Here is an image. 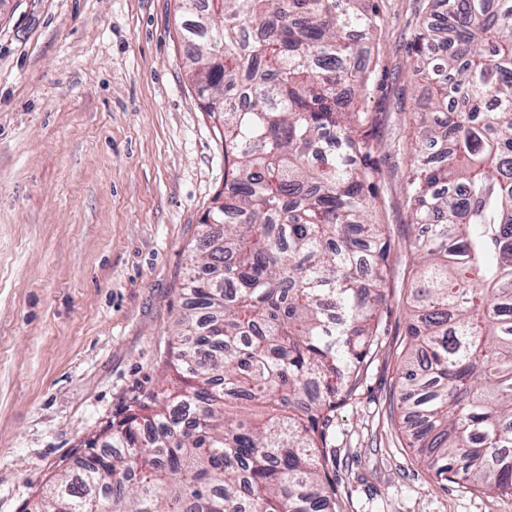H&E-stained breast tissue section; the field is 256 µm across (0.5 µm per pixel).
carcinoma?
<instances>
[{
	"instance_id": "obj_1",
	"label": "carcinoma",
	"mask_w": 512,
	"mask_h": 512,
	"mask_svg": "<svg viewBox=\"0 0 512 512\" xmlns=\"http://www.w3.org/2000/svg\"><path fill=\"white\" fill-rule=\"evenodd\" d=\"M224 189L181 295L174 386L81 442L35 512H336L329 430L378 345L389 241L354 103L372 0H179ZM410 446L512 496V0H431L412 44Z\"/></svg>"
}]
</instances>
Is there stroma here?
<instances>
[{"label":"stroma","mask_w":512,"mask_h":512,"mask_svg":"<svg viewBox=\"0 0 512 512\" xmlns=\"http://www.w3.org/2000/svg\"><path fill=\"white\" fill-rule=\"evenodd\" d=\"M366 112L391 252L378 346L336 410L339 512H512L444 483L401 433L412 42L426 0H374ZM177 0H0V512H31L80 441L167 381L180 288L224 185Z\"/></svg>","instance_id":"1"}]
</instances>
